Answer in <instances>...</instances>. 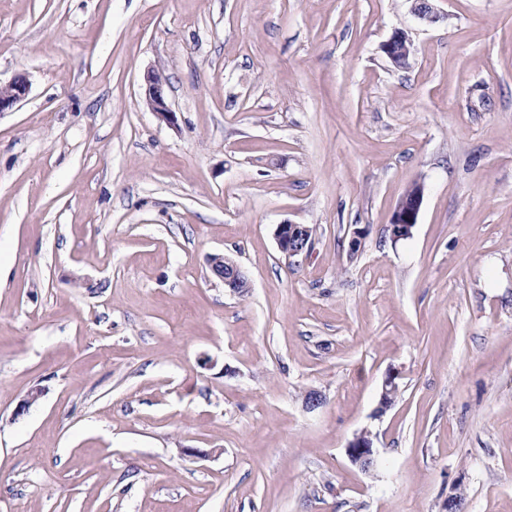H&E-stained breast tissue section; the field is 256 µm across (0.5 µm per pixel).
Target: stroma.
<instances>
[{
  "label": "stroma",
  "instance_id": "35a3bbf8",
  "mask_svg": "<svg viewBox=\"0 0 512 512\" xmlns=\"http://www.w3.org/2000/svg\"><path fill=\"white\" fill-rule=\"evenodd\" d=\"M433 4L0 0V512H512V0ZM382 52L394 68H407L410 64L409 39L404 29H395L382 44ZM167 81L159 69L148 70L144 75V103L159 121L170 127H176L177 116L168 100ZM30 83L25 73H17L7 84H0V114L12 110L29 94ZM424 198V185L421 182L411 184L398 202L388 225L392 242L409 239L417 224L419 212ZM312 229L290 221L277 224L274 232L279 250L289 258L307 253L312 239ZM208 262L212 274L224 283L225 288L238 293L249 288L245 272L232 257L215 254L208 258ZM350 461L362 472L370 473L377 466V451L369 431L357 434L347 446Z\"/></svg>",
  "mask_w": 512,
  "mask_h": 512
}]
</instances>
